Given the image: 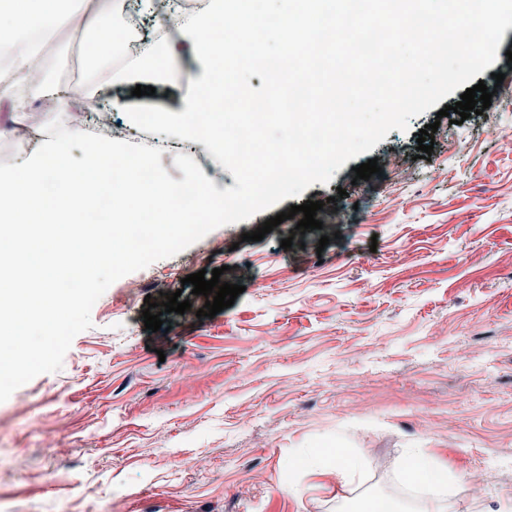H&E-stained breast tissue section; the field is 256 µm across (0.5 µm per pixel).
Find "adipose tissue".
<instances>
[{
	"mask_svg": "<svg viewBox=\"0 0 512 512\" xmlns=\"http://www.w3.org/2000/svg\"><path fill=\"white\" fill-rule=\"evenodd\" d=\"M17 1L20 0H0V46L6 48L9 56L8 64L0 66V105L12 112H22L28 97L44 96L51 98L58 112L70 111L80 102L92 107L94 96L87 90L62 87L48 76L32 82L30 65L40 52L39 34L77 27L95 34L106 32L119 8L117 0H80L76 9L70 6L69 0H21L25 3L21 12L16 9ZM219 21L228 27L246 29L263 25L264 17L252 0H207L204 10L187 17L181 30L168 40L165 67H157L152 52L146 51L127 59L123 67L104 69L96 63L92 69L100 82L108 85L129 84L146 73L161 82L189 56L202 64L203 83H216L218 65L237 54L234 44L217 48L207 41V32ZM222 110L217 97L205 112L189 104L165 109L161 112L160 126L175 140L201 146L203 151L211 153L224 147ZM403 470L406 481L415 484L421 494L418 506L411 509L396 498L376 496L371 500L369 512H444L436 490L447 482V471L436 467L419 451L406 458Z\"/></svg>",
	"mask_w": 512,
	"mask_h": 512,
	"instance_id": "ef3b65f1",
	"label": "adipose tissue"
}]
</instances>
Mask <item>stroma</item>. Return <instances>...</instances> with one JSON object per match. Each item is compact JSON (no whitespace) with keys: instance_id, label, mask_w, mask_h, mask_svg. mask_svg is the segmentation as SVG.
<instances>
[{"instance_id":"1","label":"stroma","mask_w":512,"mask_h":512,"mask_svg":"<svg viewBox=\"0 0 512 512\" xmlns=\"http://www.w3.org/2000/svg\"><path fill=\"white\" fill-rule=\"evenodd\" d=\"M91 40L49 36L44 71L91 82ZM510 50L512 27L480 75L496 90L492 111L456 125L427 110L328 184L114 282L62 368L0 402V512H363L373 495L417 498L400 471L416 448L457 476L449 512H503L512 502ZM180 70L186 80L152 96L127 86L107 94L148 112L177 108L195 96L202 68L188 60ZM31 111L54 117L43 97L24 114L0 110V162L46 141L35 132L17 142ZM434 122L432 155L417 158L415 134ZM390 155L403 173L356 179V166ZM307 200L323 201L322 229L300 235L289 219L244 240ZM218 267L244 288L233 306L190 322L167 313L164 330L145 329L146 301L164 293L202 308L205 296L184 279ZM336 446L369 459L360 481L344 484L324 463L293 466ZM18 456L26 469L12 468ZM490 466L495 483L465 495L463 482Z\"/></svg>"}]
</instances>
